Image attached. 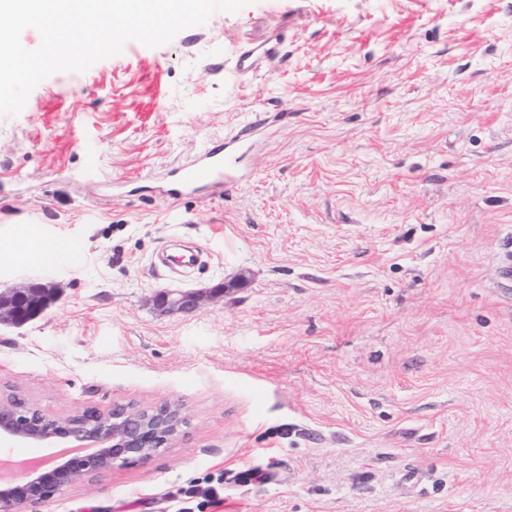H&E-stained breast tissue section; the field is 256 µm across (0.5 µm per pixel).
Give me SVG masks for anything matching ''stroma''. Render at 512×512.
I'll return each instance as SVG.
<instances>
[{"label":"stroma","mask_w":512,"mask_h":512,"mask_svg":"<svg viewBox=\"0 0 512 512\" xmlns=\"http://www.w3.org/2000/svg\"><path fill=\"white\" fill-rule=\"evenodd\" d=\"M258 117L235 187L167 196ZM18 229L72 259L0 271L58 295L0 329V394L187 417L39 512H178L193 483L202 512H512V0H254L53 74L0 115V247ZM184 246L202 267L161 265ZM229 288V284H224L210 288L209 291L202 289L161 290L154 296L153 304L156 311L162 316L172 312L189 314L198 310L208 296H224V291Z\"/></svg>","instance_id":"35a3bbf8"}]
</instances>
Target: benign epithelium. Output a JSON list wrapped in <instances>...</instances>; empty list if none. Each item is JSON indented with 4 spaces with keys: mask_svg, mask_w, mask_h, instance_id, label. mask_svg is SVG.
I'll use <instances>...</instances> for the list:
<instances>
[{
    "mask_svg": "<svg viewBox=\"0 0 512 512\" xmlns=\"http://www.w3.org/2000/svg\"><path fill=\"white\" fill-rule=\"evenodd\" d=\"M232 284L201 289L161 290L153 298L156 311L192 313L207 297L222 296ZM55 287L28 282L0 289V326L20 327L39 317L55 302ZM187 424L182 406L153 409L116 406L107 412L86 409L54 418L16 398L0 399V443L58 445L75 441L93 452L74 455L51 467H38L22 480L0 486V512H38L50 499L115 467L146 462L171 445Z\"/></svg>",
    "mask_w": 512,
    "mask_h": 512,
    "instance_id": "7a95c632",
    "label": "benign epithelium"
}]
</instances>
